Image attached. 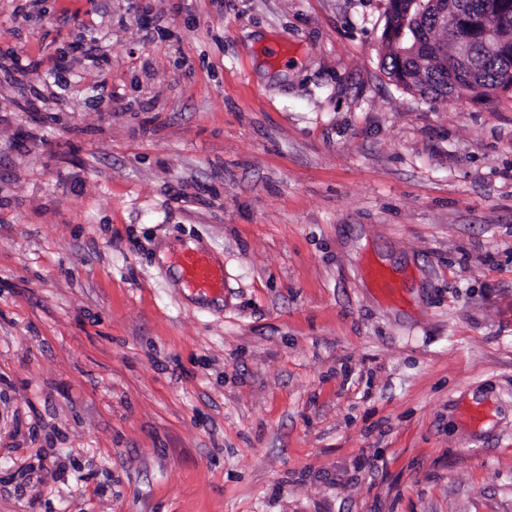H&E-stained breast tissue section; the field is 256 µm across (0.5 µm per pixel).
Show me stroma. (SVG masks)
Wrapping results in <instances>:
<instances>
[{"instance_id": "stroma-1", "label": "stroma", "mask_w": 512, "mask_h": 512, "mask_svg": "<svg viewBox=\"0 0 512 512\" xmlns=\"http://www.w3.org/2000/svg\"><path fill=\"white\" fill-rule=\"evenodd\" d=\"M388 5L0 0V512H512V91ZM394 1L399 3L394 4ZM418 5L419 16L430 17L434 27L448 29L452 27L453 17L448 13L447 0H413ZM384 38L388 44L382 57L381 67L388 77L399 86L420 93H432L436 96H454L474 94L488 97L498 91H512V61L507 63L499 55L489 57L484 53L483 32L476 25L482 18L495 22L497 34L503 49L512 54V0H467L466 18L458 27V34L472 41L474 55L471 68L448 74V64L437 56H427L421 45L425 41V27L411 32L412 40L421 45L417 52L402 55L396 47L401 32H409L413 26L425 24V16L418 18L414 10L408 15L405 0H390ZM441 3L440 6H436ZM442 3H447L446 7ZM402 32V37L405 36ZM403 47L410 46L407 36L402 39ZM493 57H495L493 59ZM184 280L204 293H218L224 288V270L216 267L209 257L200 251H187L180 259ZM372 281L381 295L390 299L397 298L400 295V285L398 281L385 269H374L372 271Z\"/></svg>"}]
</instances>
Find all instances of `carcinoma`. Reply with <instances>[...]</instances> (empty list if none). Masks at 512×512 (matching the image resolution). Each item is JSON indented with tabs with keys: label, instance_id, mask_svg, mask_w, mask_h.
<instances>
[{
	"label": "carcinoma",
	"instance_id": "1",
	"mask_svg": "<svg viewBox=\"0 0 512 512\" xmlns=\"http://www.w3.org/2000/svg\"><path fill=\"white\" fill-rule=\"evenodd\" d=\"M465 7L466 18L460 23L458 33H444L443 42L451 44L457 34L470 38L474 48L472 66L450 75L447 62L427 56L422 47L410 55L399 52L396 41L401 32L424 25L425 17L407 13L405 0L390 4L384 30L387 52L381 60L388 77L406 89L442 97L463 94L488 97L498 91H512V62L484 53L483 32L477 26L482 18L494 22L503 49L512 54V0H466Z\"/></svg>",
	"mask_w": 512,
	"mask_h": 512
}]
</instances>
